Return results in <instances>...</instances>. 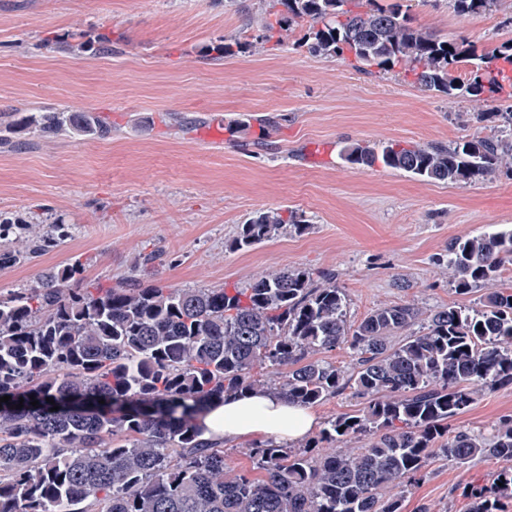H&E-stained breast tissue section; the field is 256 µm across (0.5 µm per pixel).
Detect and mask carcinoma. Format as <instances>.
<instances>
[{
    "label": "carcinoma",
    "mask_w": 512,
    "mask_h": 512,
    "mask_svg": "<svg viewBox=\"0 0 512 512\" xmlns=\"http://www.w3.org/2000/svg\"><path fill=\"white\" fill-rule=\"evenodd\" d=\"M495 2L453 5L468 16ZM265 4L274 21L257 36L242 31L235 44L213 46L214 58L299 29L310 55L411 74L424 92L496 99L512 90V45L480 50L443 39L398 2ZM463 64L469 77L457 85L452 71ZM492 119L501 120L493 134L450 146L353 143L341 156L353 167L468 183L512 157V111ZM19 134L102 140L112 124L93 112L12 111L0 148L19 147ZM309 227L300 210H268L239 226L231 248ZM63 236V224L41 233L0 214V269ZM447 257L456 293H488L478 306L451 305L422 321L405 303L352 324L345 289L302 268L244 288H175L140 277L91 286L87 262L75 256L33 287L0 291V398L10 396L0 404V512H402L407 487L434 458L512 460V417L488 439L448 434V421L476 401L475 386L512 385V288L497 287L512 265V227L456 238ZM338 348L355 357L349 374L324 358ZM346 389L366 399L362 409L327 419L298 447L251 444L249 469L228 471L224 448L201 440L199 421L214 401L261 390L310 407ZM348 439L364 447L335 448ZM465 495L468 512H506L512 468Z\"/></svg>",
    "instance_id": "carcinoma-1"
}]
</instances>
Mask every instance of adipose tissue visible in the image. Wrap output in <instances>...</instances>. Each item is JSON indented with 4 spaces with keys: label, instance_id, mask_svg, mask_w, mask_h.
<instances>
[{
    "label": "adipose tissue",
    "instance_id": "1",
    "mask_svg": "<svg viewBox=\"0 0 512 512\" xmlns=\"http://www.w3.org/2000/svg\"><path fill=\"white\" fill-rule=\"evenodd\" d=\"M315 424L309 409L254 392L213 404L202 421V438L225 442L258 435L296 441Z\"/></svg>",
    "mask_w": 512,
    "mask_h": 512
}]
</instances>
